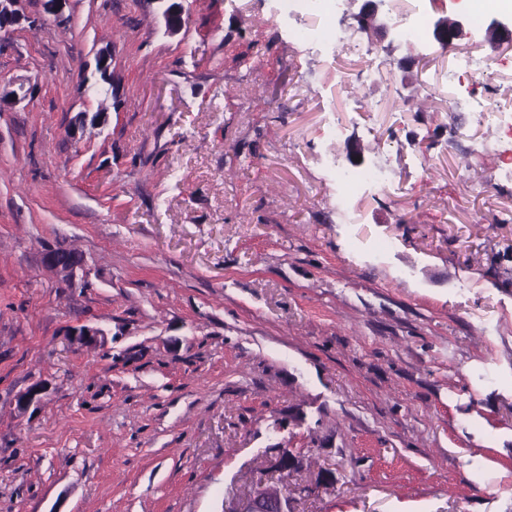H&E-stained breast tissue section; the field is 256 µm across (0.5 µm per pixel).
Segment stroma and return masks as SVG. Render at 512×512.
<instances>
[{"mask_svg":"<svg viewBox=\"0 0 512 512\" xmlns=\"http://www.w3.org/2000/svg\"><path fill=\"white\" fill-rule=\"evenodd\" d=\"M21 8L0 35V84L32 90L0 112V512H228L279 444L302 451L294 512H512V179L458 107L512 110V43L369 29L345 58L299 44L280 0H189L173 36L155 0ZM460 52L493 80L445 84ZM353 147L391 181L344 218L329 157Z\"/></svg>","mask_w":512,"mask_h":512,"instance_id":"35a3bbf8","label":"stroma"}]
</instances>
